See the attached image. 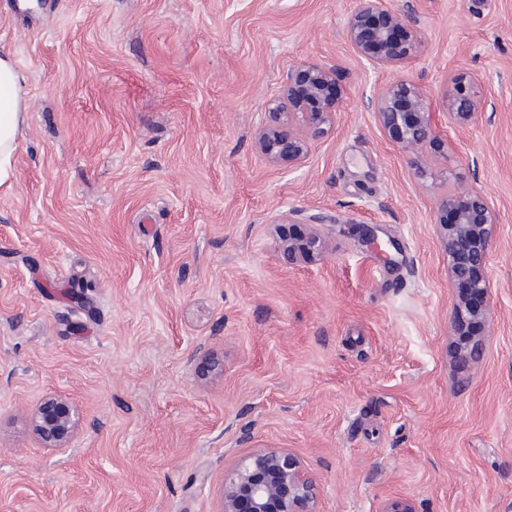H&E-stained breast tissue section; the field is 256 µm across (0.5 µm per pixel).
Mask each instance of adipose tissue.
<instances>
[{"label":"adipose tissue","instance_id":"obj_1","mask_svg":"<svg viewBox=\"0 0 512 512\" xmlns=\"http://www.w3.org/2000/svg\"><path fill=\"white\" fill-rule=\"evenodd\" d=\"M26 77L10 54H0V186L9 185L18 133L26 121Z\"/></svg>","mask_w":512,"mask_h":512}]
</instances>
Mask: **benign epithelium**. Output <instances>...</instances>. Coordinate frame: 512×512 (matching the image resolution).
<instances>
[{"label": "benign epithelium", "mask_w": 512, "mask_h": 512, "mask_svg": "<svg viewBox=\"0 0 512 512\" xmlns=\"http://www.w3.org/2000/svg\"><path fill=\"white\" fill-rule=\"evenodd\" d=\"M347 39L355 53L377 68H397L419 51L418 26L392 0H355L347 21ZM469 80L470 91L456 86ZM478 80L460 74L448 81L445 107L448 124L468 128L483 111L485 101L477 91ZM375 117L399 149L410 156L418 173L422 151L435 136L426 100L407 79L389 85L371 104ZM340 97L335 70L319 63H305L288 71L280 97L263 113L255 143L269 162L304 160L312 145L324 138L336 121ZM438 210L447 217L445 246L453 281L459 290L454 326L464 335L466 319L487 318L482 305L489 282V254L496 214L484 196L460 187L442 197ZM318 232L305 237H280L278 252L288 265L319 254ZM79 418L64 397L42 399L32 417V432L42 447L64 448L73 439ZM318 486L300 460L286 448H261L236 469L224 484L223 512H318Z\"/></svg>", "instance_id": "7a95c632"}]
</instances>
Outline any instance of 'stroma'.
I'll list each match as a JSON object with an SVG mask.
<instances>
[{
	"label": "stroma",
	"mask_w": 512,
	"mask_h": 512,
	"mask_svg": "<svg viewBox=\"0 0 512 512\" xmlns=\"http://www.w3.org/2000/svg\"><path fill=\"white\" fill-rule=\"evenodd\" d=\"M394 2L421 32L395 70L348 43L354 0H0L29 104L0 189V512H221L260 448L299 458L319 512H512V0ZM304 63L341 108L273 164L256 130ZM458 71L487 101L464 131ZM403 77L434 114L421 175L371 108ZM461 185L498 218L465 367L437 211ZM292 209L324 250L287 266ZM49 394L80 414L55 450L30 428ZM469 77L470 91L459 92L456 86L467 80ZM478 80L472 76H463L460 74L452 76L448 81V89L445 96V107L448 115V124L455 129L468 128L477 118L479 112H482L485 101L477 91Z\"/></svg>",
	"instance_id": "stroma-1"
}]
</instances>
